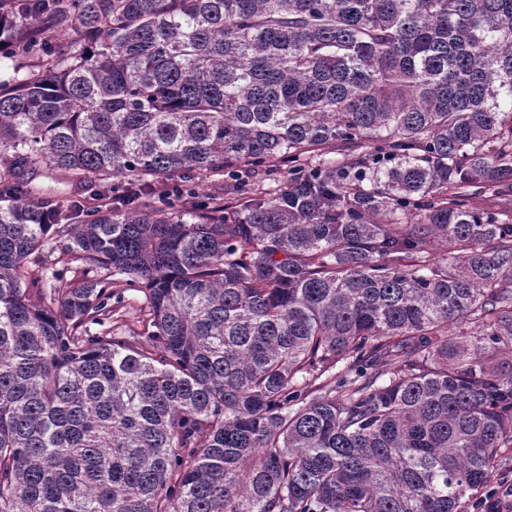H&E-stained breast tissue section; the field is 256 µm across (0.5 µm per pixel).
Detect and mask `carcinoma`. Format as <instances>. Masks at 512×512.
Returning <instances> with one entry per match:
<instances>
[{"instance_id":"1","label":"carcinoma","mask_w":512,"mask_h":512,"mask_svg":"<svg viewBox=\"0 0 512 512\" xmlns=\"http://www.w3.org/2000/svg\"><path fill=\"white\" fill-rule=\"evenodd\" d=\"M0 66V512H465L512 447V0H0ZM25 178L28 181L31 199L42 200L49 197L64 201L66 204V199L73 194L71 184L59 176L35 172L28 173ZM143 287L138 284H135L132 287H127L122 294L124 302H123V314L125 316L122 318L120 324L122 329H128V327L135 329L137 331H141L143 329V323L141 322V312L139 310L142 301L144 300V294L142 292Z\"/></svg>"}]
</instances>
